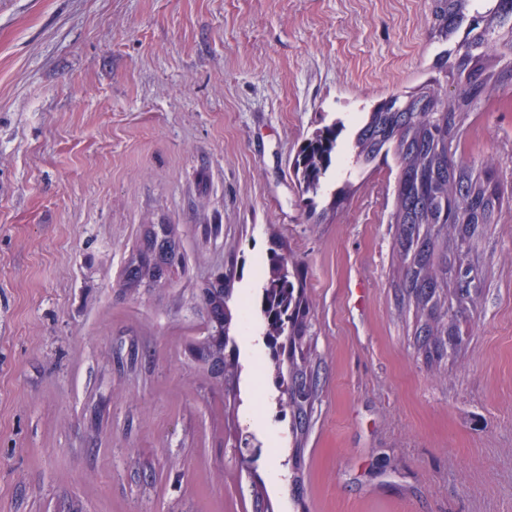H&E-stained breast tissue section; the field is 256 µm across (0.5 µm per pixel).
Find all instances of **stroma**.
Instances as JSON below:
<instances>
[{"label":"stroma","mask_w":512,"mask_h":512,"mask_svg":"<svg viewBox=\"0 0 512 512\" xmlns=\"http://www.w3.org/2000/svg\"><path fill=\"white\" fill-rule=\"evenodd\" d=\"M435 54L426 0H0V512H512V86L463 126L506 193L472 241L457 357L428 362L399 303L396 168L349 149L358 111ZM338 118L311 213L292 160ZM150 224L175 226L181 260L126 289ZM281 244L319 370L301 509L290 419L255 408L277 391L267 348L230 384L192 353L228 266L232 336L260 324L243 303Z\"/></svg>","instance_id":"1"}]
</instances>
